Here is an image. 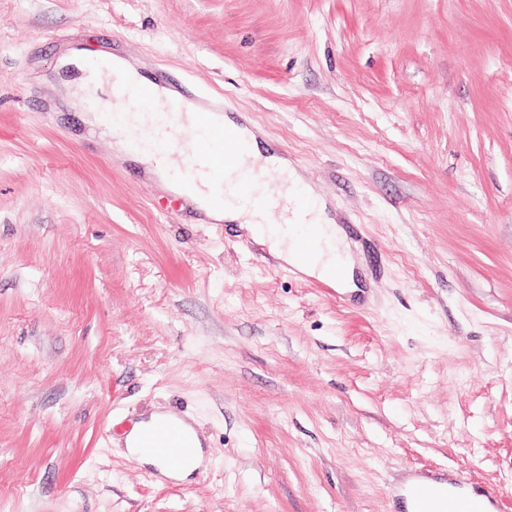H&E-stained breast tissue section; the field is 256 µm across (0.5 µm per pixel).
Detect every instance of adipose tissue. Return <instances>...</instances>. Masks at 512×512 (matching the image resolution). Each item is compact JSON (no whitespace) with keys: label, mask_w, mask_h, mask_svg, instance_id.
<instances>
[{"label":"adipose tissue","mask_w":512,"mask_h":512,"mask_svg":"<svg viewBox=\"0 0 512 512\" xmlns=\"http://www.w3.org/2000/svg\"><path fill=\"white\" fill-rule=\"evenodd\" d=\"M57 70L63 76V99L81 111L91 131L111 138L112 147L118 156L143 164L171 192L183 197L211 221L240 225L253 241L267 248L270 254L297 272L348 291L355 290V262L350 254L346 233L340 225L327 217L324 206L315 205L308 210L311 223L319 228L320 245L309 257H300L294 247L293 232L266 224L262 209L232 203L216 206L206 180L187 182L175 178L171 173V163L161 162L153 150L133 147L123 132L106 122L107 112H126L130 109L129 103L120 96H113L109 101L103 99L102 92L106 86L111 85L113 75H123L132 85L146 81L145 76L125 59L107 51L92 55L85 50L72 48L60 55ZM241 134L248 144V171L256 176L253 187L257 193H264L262 176L268 171L284 175L285 191L289 197H296L303 192L302 177L287 161L263 150L257 136L249 129H242Z\"/></svg>","instance_id":"ef3b65f1"}]
</instances>
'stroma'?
<instances>
[{
    "label": "stroma",
    "instance_id": "obj_1",
    "mask_svg": "<svg viewBox=\"0 0 512 512\" xmlns=\"http://www.w3.org/2000/svg\"><path fill=\"white\" fill-rule=\"evenodd\" d=\"M248 127L342 224L306 277L115 158L73 44ZM188 420L183 480L113 425ZM512 512V0H0V512ZM415 483L406 489V499L412 503V512H489L495 506L497 493L493 486L473 495L462 491H448L445 485H431L426 479L438 480L428 475H418Z\"/></svg>",
    "mask_w": 512,
    "mask_h": 512
}]
</instances>
